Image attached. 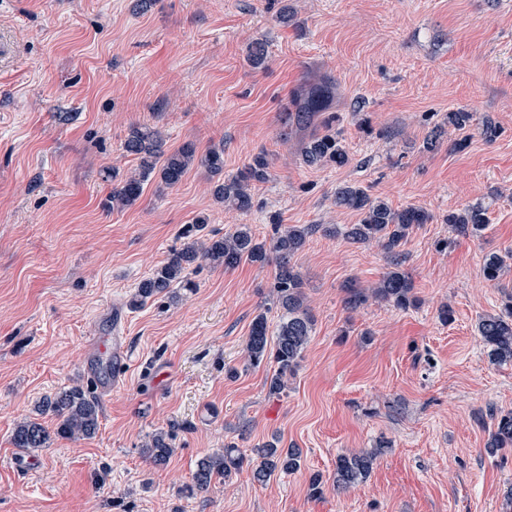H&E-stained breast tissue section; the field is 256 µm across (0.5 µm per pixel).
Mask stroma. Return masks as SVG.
<instances>
[{"label":"stroma","instance_id":"obj_1","mask_svg":"<svg viewBox=\"0 0 512 512\" xmlns=\"http://www.w3.org/2000/svg\"><path fill=\"white\" fill-rule=\"evenodd\" d=\"M135 3L0 0V512H512V448L486 450L491 412L512 411V362H491L477 332L512 291V266L494 283L481 275L488 253L512 250V0ZM256 39L268 44L261 68L246 60ZM323 76L337 88L332 126L321 113L285 123ZM461 110L471 119L459 129L448 115ZM139 125L171 151L223 145L222 173L196 166L106 210L104 171L136 168L123 143ZM328 132L349 163L306 165V142ZM261 151L271 178L253 187L252 210H225L215 186ZM342 185L431 214L401 247L417 306L346 305L345 284L374 286L390 259L325 234L360 220L336 206ZM477 205L480 236L451 231L448 214ZM201 215L217 233L247 224L266 240L277 224L320 227L291 259L315 325L282 394L268 392L273 366L244 352L257 314L279 323L275 263L193 266L179 303L128 305ZM116 310L124 385L101 396L93 437L52 438L28 469L16 424L44 396L90 386L88 347ZM161 429L175 450L159 466L143 448ZM273 440L301 449L300 470L259 484L246 466L184 496L201 456ZM379 446L366 481L311 496V474L333 480L339 455Z\"/></svg>","mask_w":512,"mask_h":512}]
</instances>
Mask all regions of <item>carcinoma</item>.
Segmentation results:
<instances>
[{
    "mask_svg": "<svg viewBox=\"0 0 512 512\" xmlns=\"http://www.w3.org/2000/svg\"><path fill=\"white\" fill-rule=\"evenodd\" d=\"M247 60L255 68L264 66L267 60L265 43L259 40L252 42L248 47ZM333 98V86L329 82L313 84L303 94L289 120L299 127L306 126L315 113L331 109ZM123 149L138 160V172L124 179L106 197L104 206L112 210L133 205L141 197L145 183L156 174L159 175L160 186L169 189L178 185L195 165L203 166L212 173H219L224 168V147L214 146L199 155L194 145L187 143L167 151L161 133L148 126L132 127ZM304 162L315 167L328 164L343 167L349 163V154L338 137L324 134L313 136L307 142ZM268 169L267 153L255 154L244 169L215 186V198L228 208L242 214L248 213L253 207L252 186L267 181ZM335 201L339 207L358 212L361 219L342 231L334 230V233L343 234L353 243L377 242L390 255L393 266L371 289L348 286L346 304L356 309L372 298L400 310L416 306L413 283L400 271L402 259L398 248L417 226L431 220L430 214L413 206L393 209L383 200L370 197L365 190L349 185L336 189ZM446 221L455 232L472 236L479 235L487 224L485 212L478 206L452 212ZM208 223V217L202 215L184 229L183 238L187 242L182 248L173 250L163 265L138 284L129 299V306L141 307L159 295L176 299L179 287L190 286L188 269L200 259L214 267L232 269L242 262L264 265L270 256H275L278 269L273 283V304L281 312L280 323L271 335L266 314L259 313L252 322L246 353L252 366L263 363L274 365L269 393L279 395L287 387L288 376L294 374L299 366L314 328V318L305 304L303 278L294 270L290 260L304 248L317 226L284 228L278 224L274 236L267 242L256 238L250 225L237 224L222 236L214 234L202 241L198 235ZM509 260H512L511 250L489 254L481 269L482 277L488 282L498 281ZM477 330L492 361L512 362L511 293L505 295L501 313L481 318ZM36 413L39 416H54L57 421L56 434L62 438H90L98 431L101 405L91 391L76 385L64 388L53 396L43 397ZM492 419L495 421L494 430L487 446L491 453L512 446V411L494 414ZM50 439L49 431L38 419L27 418L16 425L12 442L15 447L28 450L45 448ZM173 439V433L158 431L146 443L144 453L154 464H164L174 452ZM383 452L384 449L375 448L338 457L334 487L348 488L365 480ZM301 462V449L280 448L276 442L254 449L252 458L234 446H226L223 452L203 456L197 461L192 482L185 487V493L193 496L208 491L216 480L229 481L246 463L252 466L253 480L265 484L278 473L299 470Z\"/></svg>",
    "mask_w": 512,
    "mask_h": 512,
    "instance_id": "1",
    "label": "carcinoma"
}]
</instances>
